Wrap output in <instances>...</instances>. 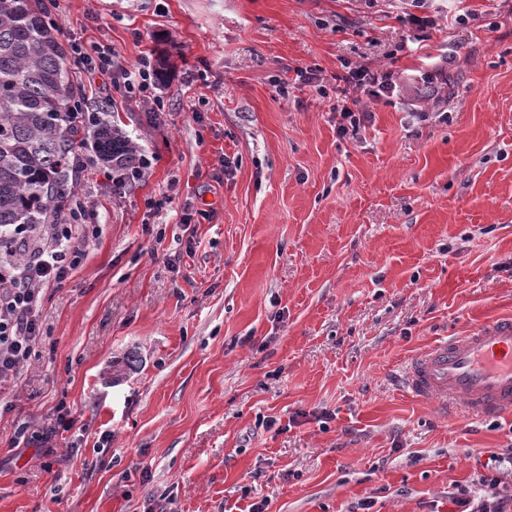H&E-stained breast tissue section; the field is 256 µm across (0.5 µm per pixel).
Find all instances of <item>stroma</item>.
I'll return each mask as SVG.
<instances>
[{"label":"stroma","instance_id":"stroma-1","mask_svg":"<svg viewBox=\"0 0 512 512\" xmlns=\"http://www.w3.org/2000/svg\"><path fill=\"white\" fill-rule=\"evenodd\" d=\"M60 0L64 42L166 61L153 113L82 83L90 111L155 156L112 191L78 178L96 236L45 289L41 337L0 393V512H458L512 413L451 416L401 385L411 355L512 315V0ZM448 88L368 104L275 92L297 68ZM234 159L220 173L219 157ZM172 193L171 207L151 198ZM190 223H182L183 214ZM158 252H151L152 243ZM136 352L134 369L124 358ZM71 421L53 450L20 435ZM341 93L336 96V115L340 117L337 122V133L341 138H357L361 127L371 118L370 112H366L361 99L347 93L345 89H337Z\"/></svg>","mask_w":512,"mask_h":512}]
</instances>
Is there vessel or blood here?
<instances>
[{
    "label": "vessel or blood",
    "mask_w": 512,
    "mask_h": 512,
    "mask_svg": "<svg viewBox=\"0 0 512 512\" xmlns=\"http://www.w3.org/2000/svg\"><path fill=\"white\" fill-rule=\"evenodd\" d=\"M402 383L422 401L449 400L483 417L512 413V318L477 325L414 354Z\"/></svg>",
    "instance_id": "1"
}]
</instances>
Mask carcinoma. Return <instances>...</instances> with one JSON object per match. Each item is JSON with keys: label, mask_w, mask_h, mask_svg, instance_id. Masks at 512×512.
Wrapping results in <instances>:
<instances>
[{"label": "carcinoma", "mask_w": 512, "mask_h": 512, "mask_svg": "<svg viewBox=\"0 0 512 512\" xmlns=\"http://www.w3.org/2000/svg\"><path fill=\"white\" fill-rule=\"evenodd\" d=\"M59 27L41 0H0V256L16 259L17 231L54 221L77 174L70 158L84 145L68 103L79 98ZM92 146L119 170L137 149L118 128L99 124Z\"/></svg>", "instance_id": "1"}]
</instances>
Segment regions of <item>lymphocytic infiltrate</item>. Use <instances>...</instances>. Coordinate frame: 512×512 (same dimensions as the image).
<instances>
[{"label": "lymphocytic infiltrate", "instance_id": "lymphocytic-infiltrate-1", "mask_svg": "<svg viewBox=\"0 0 512 512\" xmlns=\"http://www.w3.org/2000/svg\"><path fill=\"white\" fill-rule=\"evenodd\" d=\"M71 55L89 79H102L125 99L152 104L158 112L163 110L149 57H141L129 66L113 50L90 51L77 43L72 44ZM339 80L347 90L336 98L337 133L341 138L354 139L370 114L360 98L350 95V88L366 89L372 100L381 102L392 96L397 84L392 74H378L365 66L347 69ZM91 212L85 196L73 195L63 205L61 220L42 225L38 252L23 255L15 264L0 266V388L16 380L39 340L44 288L66 281L80 266L89 245L87 219Z\"/></svg>", "mask_w": 512, "mask_h": 512}]
</instances>
